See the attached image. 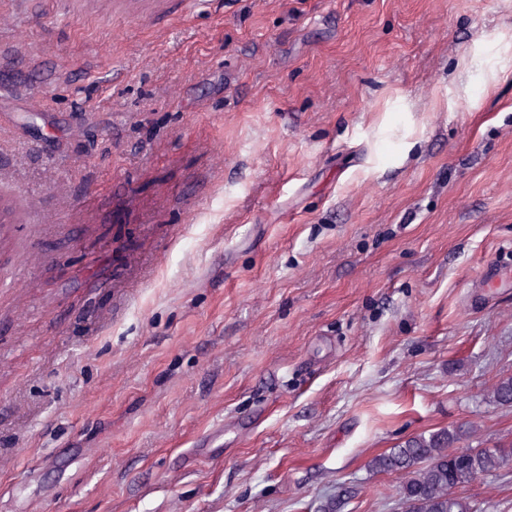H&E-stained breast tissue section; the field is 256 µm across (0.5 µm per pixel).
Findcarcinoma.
Wrapping results in <instances>:
<instances>
[{
	"label": "carcinoma",
	"mask_w": 512,
	"mask_h": 512,
	"mask_svg": "<svg viewBox=\"0 0 512 512\" xmlns=\"http://www.w3.org/2000/svg\"><path fill=\"white\" fill-rule=\"evenodd\" d=\"M488 398L511 406L512 376L499 379ZM476 433V426L468 425L416 434L372 458L368 467L374 473L404 478L399 495L405 512H474L472 503L455 490L497 475L512 459V443L484 446L468 454L455 450V444Z\"/></svg>",
	"instance_id": "obj_1"
}]
</instances>
